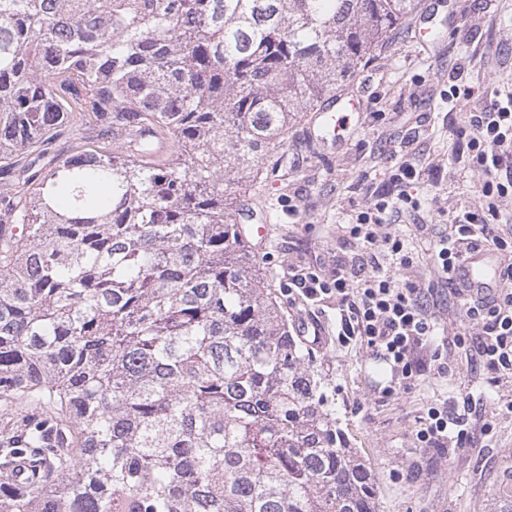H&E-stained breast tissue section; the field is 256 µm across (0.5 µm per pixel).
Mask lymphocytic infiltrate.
Returning <instances> with one entry per match:
<instances>
[{
    "mask_svg": "<svg viewBox=\"0 0 512 512\" xmlns=\"http://www.w3.org/2000/svg\"><path fill=\"white\" fill-rule=\"evenodd\" d=\"M453 157H467L470 170L481 174L471 203L448 212V231L431 240L436 287L424 288L400 279L413 265L408 239L387 232L389 217L412 199L386 194L359 212L351 236L369 258L368 265L337 269L325 278L309 271L289 273L288 289L313 302L335 300L341 315L338 339L357 341L391 368L395 379L415 381L422 370L453 376V350L475 353L488 373L512 376V228L501 224L512 211V91L493 90L490 109L464 116L456 132ZM492 247L501 270L496 288L474 292L456 276L468 254ZM460 319L447 346L433 347L442 302ZM492 420L448 412L444 402L427 403L415 431L422 448L472 447L477 435H490Z\"/></svg>",
    "mask_w": 512,
    "mask_h": 512,
    "instance_id": "f902f5d3",
    "label": "lymphocytic infiltrate"
}]
</instances>
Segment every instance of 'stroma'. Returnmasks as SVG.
Returning a JSON list of instances; mask_svg holds the SVG:
<instances>
[{
  "instance_id": "1",
  "label": "stroma",
  "mask_w": 512,
  "mask_h": 512,
  "mask_svg": "<svg viewBox=\"0 0 512 512\" xmlns=\"http://www.w3.org/2000/svg\"><path fill=\"white\" fill-rule=\"evenodd\" d=\"M512 87V0H417L408 27L391 48L368 62L350 84L358 110L340 128H322L317 113L298 119L279 153L287 176H273L256 210L270 228L259 250L296 327L320 332L313 348L323 365L336 420L378 486L380 512H493L505 468L512 467V415L496 416L490 435L471 448H418L412 435L431 400L447 399L455 414L470 404L492 410L512 399V378L492 379L479 361L458 351L455 374L427 372L384 398L389 367L359 345L337 339L335 303H304L289 294V270L333 276L362 253L347 224L374 194L395 191L391 176L403 163L420 172L407 193L419 210L392 217L391 227L413 242L417 262L406 275L434 280L429 239L418 220L445 230L448 211L468 200L477 174L466 162L449 165L452 112L482 111L497 87ZM469 99L453 102L452 89Z\"/></svg>"
}]
</instances>
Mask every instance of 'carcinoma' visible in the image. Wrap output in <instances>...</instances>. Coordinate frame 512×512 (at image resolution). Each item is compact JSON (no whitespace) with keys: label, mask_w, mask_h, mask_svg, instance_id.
<instances>
[{"label":"carcinoma","mask_w":512,"mask_h":512,"mask_svg":"<svg viewBox=\"0 0 512 512\" xmlns=\"http://www.w3.org/2000/svg\"><path fill=\"white\" fill-rule=\"evenodd\" d=\"M414 2L0 0V512H379L239 183ZM76 144H78V141L74 139L71 126L58 127L51 144L47 146L45 161L73 152Z\"/></svg>","instance_id":"1"}]
</instances>
